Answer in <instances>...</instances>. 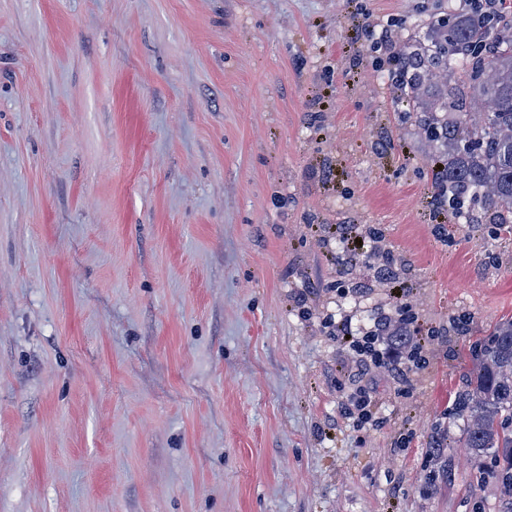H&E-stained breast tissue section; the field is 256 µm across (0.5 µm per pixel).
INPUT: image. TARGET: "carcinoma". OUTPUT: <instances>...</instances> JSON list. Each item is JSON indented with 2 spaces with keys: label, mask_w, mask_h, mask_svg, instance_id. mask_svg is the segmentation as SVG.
<instances>
[{
  "label": "carcinoma",
  "mask_w": 512,
  "mask_h": 512,
  "mask_svg": "<svg viewBox=\"0 0 512 512\" xmlns=\"http://www.w3.org/2000/svg\"><path fill=\"white\" fill-rule=\"evenodd\" d=\"M391 71L416 125L440 157L428 171L434 202L471 224H512V20L448 4L422 36L399 45ZM472 366L448 398L464 422L458 447L488 469L479 479L512 501V317L469 347ZM443 431L432 436L428 482L451 472Z\"/></svg>",
  "instance_id": "carcinoma-1"
}]
</instances>
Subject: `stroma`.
Returning <instances> with one entry per match:
<instances>
[{
    "label": "stroma",
    "instance_id": "obj_1",
    "mask_svg": "<svg viewBox=\"0 0 512 512\" xmlns=\"http://www.w3.org/2000/svg\"><path fill=\"white\" fill-rule=\"evenodd\" d=\"M452 1L0 0V512H493L424 477L512 233L436 208L373 45ZM379 342L380 336L376 333L368 332L361 337L352 336L349 341V347L357 352L359 356H362L361 358H364L358 361L366 367L370 368L373 365L374 368L383 367L403 373L406 370H410L409 367L404 368L400 366L401 362L396 361L399 355L397 348L387 344L384 348H378L377 346H380Z\"/></svg>",
    "mask_w": 512,
    "mask_h": 512
}]
</instances>
